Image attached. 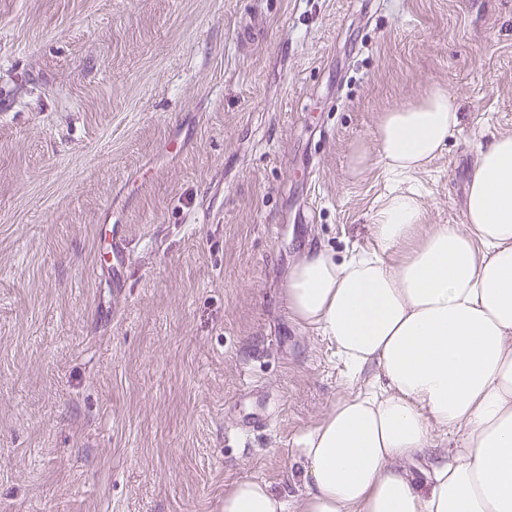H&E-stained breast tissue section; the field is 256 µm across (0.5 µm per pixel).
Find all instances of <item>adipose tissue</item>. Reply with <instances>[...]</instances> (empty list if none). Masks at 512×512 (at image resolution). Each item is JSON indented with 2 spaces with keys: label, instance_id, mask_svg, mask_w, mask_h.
I'll return each instance as SVG.
<instances>
[{
  "label": "adipose tissue",
  "instance_id": "adipose-tissue-1",
  "mask_svg": "<svg viewBox=\"0 0 512 512\" xmlns=\"http://www.w3.org/2000/svg\"><path fill=\"white\" fill-rule=\"evenodd\" d=\"M461 123L447 92L384 113L378 157L413 174ZM460 224L386 200L372 249L305 250L286 277L291 319L326 337L357 393L295 441V498L242 479L223 512H512V133L478 146ZM459 436L437 456L440 439Z\"/></svg>",
  "mask_w": 512,
  "mask_h": 512
}]
</instances>
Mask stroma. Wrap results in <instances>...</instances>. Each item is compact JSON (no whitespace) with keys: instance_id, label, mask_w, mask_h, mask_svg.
Listing matches in <instances>:
<instances>
[{"instance_id":"stroma-1","label":"stroma","mask_w":512,"mask_h":512,"mask_svg":"<svg viewBox=\"0 0 512 512\" xmlns=\"http://www.w3.org/2000/svg\"><path fill=\"white\" fill-rule=\"evenodd\" d=\"M435 85L462 120L429 169L352 174ZM500 132L512 0H0V512L296 493V438L359 385L290 320L287 270L369 249L398 188L462 223Z\"/></svg>"}]
</instances>
